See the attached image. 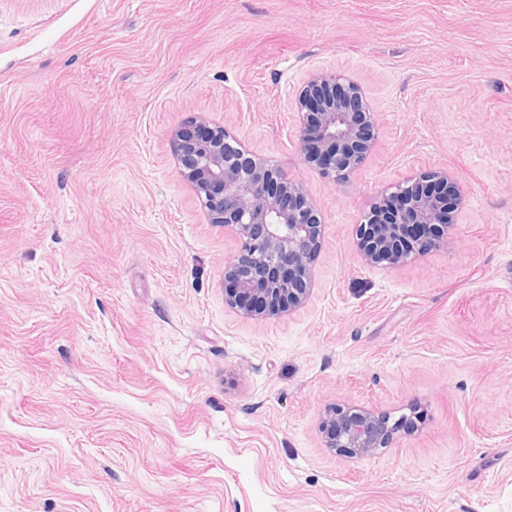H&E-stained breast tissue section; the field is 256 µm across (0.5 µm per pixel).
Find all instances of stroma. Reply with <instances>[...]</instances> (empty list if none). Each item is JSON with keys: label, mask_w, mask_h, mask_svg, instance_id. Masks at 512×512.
Here are the masks:
<instances>
[{"label": "stroma", "mask_w": 512, "mask_h": 512, "mask_svg": "<svg viewBox=\"0 0 512 512\" xmlns=\"http://www.w3.org/2000/svg\"><path fill=\"white\" fill-rule=\"evenodd\" d=\"M315 71L380 124L337 185L289 110ZM198 114L322 209L292 315L224 305ZM441 167L454 244L363 264L370 200ZM333 404L419 418L349 458ZM0 512H512V0H0Z\"/></svg>", "instance_id": "stroma-1"}]
</instances>
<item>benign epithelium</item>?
<instances>
[{
	"label": "benign epithelium",
	"instance_id": "1",
	"mask_svg": "<svg viewBox=\"0 0 512 512\" xmlns=\"http://www.w3.org/2000/svg\"><path fill=\"white\" fill-rule=\"evenodd\" d=\"M306 163L336 185L357 170L377 139L361 88L341 75L311 74L291 105ZM179 178L194 191L207 223L238 242L224 264V305L246 318L302 307L315 286L323 222L303 183L250 153L224 126L199 115L170 132ZM463 198L452 172L428 171L381 190L356 224L368 266L400 268L455 238ZM401 428L389 417L345 405L320 423L325 447L350 457L386 448Z\"/></svg>",
	"mask_w": 512,
	"mask_h": 512
}]
</instances>
